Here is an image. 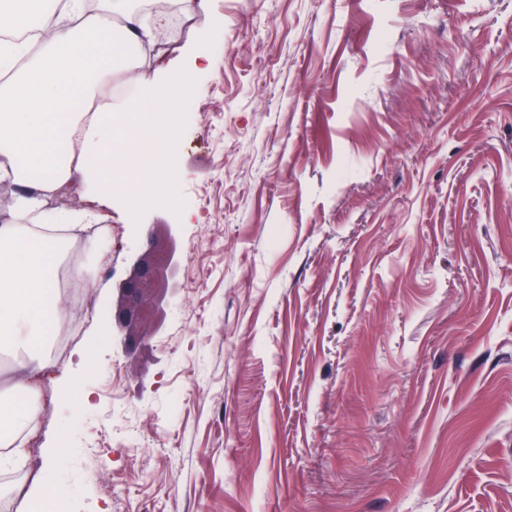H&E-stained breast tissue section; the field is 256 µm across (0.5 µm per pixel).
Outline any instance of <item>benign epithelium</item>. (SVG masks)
I'll list each match as a JSON object with an SVG mask.
<instances>
[{
	"label": "benign epithelium",
	"instance_id": "1",
	"mask_svg": "<svg viewBox=\"0 0 512 512\" xmlns=\"http://www.w3.org/2000/svg\"><path fill=\"white\" fill-rule=\"evenodd\" d=\"M179 240L177 224L145 225V240L132 255L128 276L117 285L112 336L129 354L160 333L174 302L181 268Z\"/></svg>",
	"mask_w": 512,
	"mask_h": 512
}]
</instances>
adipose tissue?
<instances>
[{
  "mask_svg": "<svg viewBox=\"0 0 512 512\" xmlns=\"http://www.w3.org/2000/svg\"><path fill=\"white\" fill-rule=\"evenodd\" d=\"M19 26L40 32L39 54L23 70L16 60L27 48L0 49V182L23 184L12 212L20 223L0 224V344L19 360L0 381V461L26 453L25 435L39 426L37 378L46 366L44 347L63 318L55 266L71 240H83L97 261L107 251L91 221L105 190L136 199L146 181L132 166L144 149L145 127L171 132L179 80L154 92L152 111L140 101L116 104L96 97L111 86L124 61L164 30L163 18L137 14L130 0H0V30ZM97 112L84 119L83 102ZM89 187L88 203L73 211H44V199L62 183Z\"/></svg>",
  "mask_w": 512,
  "mask_h": 512,
  "instance_id": "1",
  "label": "adipose tissue"
}]
</instances>
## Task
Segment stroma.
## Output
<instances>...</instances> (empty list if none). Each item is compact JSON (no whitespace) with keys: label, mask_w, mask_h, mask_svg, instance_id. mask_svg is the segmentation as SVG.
Listing matches in <instances>:
<instances>
[{"label":"stroma","mask_w":512,"mask_h":512,"mask_svg":"<svg viewBox=\"0 0 512 512\" xmlns=\"http://www.w3.org/2000/svg\"><path fill=\"white\" fill-rule=\"evenodd\" d=\"M160 57L193 99L184 203L99 208L101 310L42 371L0 512H512V0H206ZM156 223L180 287L127 354L113 293Z\"/></svg>","instance_id":"obj_1"}]
</instances>
